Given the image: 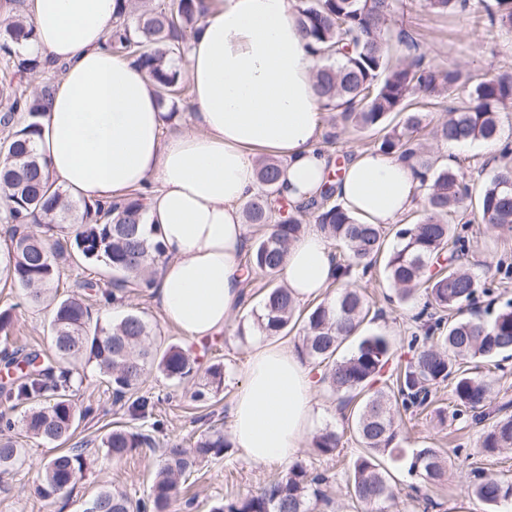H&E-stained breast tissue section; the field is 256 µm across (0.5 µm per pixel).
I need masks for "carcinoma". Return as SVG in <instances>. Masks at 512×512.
Here are the masks:
<instances>
[{"instance_id":"cac0c4a2","label":"carcinoma","mask_w":512,"mask_h":512,"mask_svg":"<svg viewBox=\"0 0 512 512\" xmlns=\"http://www.w3.org/2000/svg\"><path fill=\"white\" fill-rule=\"evenodd\" d=\"M134 0L121 5L112 36L118 52L134 57L155 81L162 104L170 111L189 98L190 87L182 79L177 62L185 54L181 33L192 31L205 15L203 0H167L158 10L135 13ZM399 0H297L295 10L303 36L315 47L319 64L315 89L323 108L333 113L335 125L354 132L375 134L376 150L408 161L425 190L422 216L414 224L395 231L396 246L383 253L387 228L362 224L337 201L333 185L326 183L305 204L286 209L278 181L282 164L263 161L258 168L259 190L243 207L245 223L260 234L250 245L245 263L248 276L267 278L256 324L266 336L286 335L297 305L287 287L275 284L288 246L313 223L330 243L341 248L338 267L346 280L332 285L333 295L318 303L305 317L298 350L324 366L319 382L339 395L341 410L350 411L361 450L353 459L346 480L347 493L364 512H385L384 504L397 497L380 458L403 457L398 447L399 409H425L432 391L452 386L455 413L471 414L476 423L487 422L480 437L481 454L494 456L512 448V415L488 417L493 379L473 375L462 368L468 360L492 361L512 352V303L490 319L464 311L475 298L478 277L455 266L462 250L461 238L451 221L472 199V188L451 166L438 167L423 143L425 115L417 109V97L430 101L448 98L459 81L455 67L426 61L419 38L407 28H395ZM438 14L468 10L474 19L512 30V0H427ZM35 37V25L27 18L0 24V99L3 124L8 134L0 142V223L12 229L11 245L0 259V273L40 302L59 279L61 260L74 257L94 261L112 272V290L105 299L132 288L144 292L155 283L164 249L147 224L143 194L134 192L101 206L94 214L79 212L59 187L52 188L46 160L36 149L42 102L29 93L20 79L37 73L42 62L25 56L16 45ZM512 106V73L482 79L471 86L469 101L448 107L447 118L432 129V136L446 143L491 142L500 134V113ZM403 115L401 123H387L389 115ZM500 164L478 197L481 220L494 228L512 230V145L500 150ZM81 223H76L78 214ZM61 233L73 235V252L45 242L22 227L34 220ZM382 263L385 278L402 302L423 291L428 320L423 336H414L412 358L395 375L384 377L393 358L394 343L383 333L361 335L359 329L370 313L360 290L348 278L362 270L367 274ZM358 337L355 349L337 356L341 345ZM52 353L44 358L33 350L21 356L4 353V368H15L14 377L0 385V399L11 408L34 398L40 406L24 413L25 432L36 439L66 444L76 431L79 412L68 391L72 372L65 365L84 362L98 368L120 402L133 394L151 371L182 383L196 377L199 368L187 350L157 339L155 328L137 312L117 321L92 315L81 294L56 300L50 322ZM208 382L193 394L207 401L222 391L223 369H205ZM152 430L113 429L97 447L104 457L121 461L137 449L158 451ZM12 422L0 429V472L23 464L24 449L8 434ZM84 442L65 448L47 461L34 486V494L49 504L73 489L85 474ZM340 438L324 430L312 447L322 456L340 452ZM229 443L224 430L211 426L192 447L172 444L163 448L147 499L132 500L119 490L102 488L85 502L83 512H171L181 500L183 486L200 464L224 456ZM473 480L468 493L488 512L512 505V480L490 475L469 463ZM409 470L427 481L441 484L447 471L437 449H417ZM324 474L295 463L249 497L221 501L210 512H314L326 501Z\"/></svg>"}]
</instances>
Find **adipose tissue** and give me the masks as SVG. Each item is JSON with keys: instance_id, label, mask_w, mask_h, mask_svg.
Returning <instances> with one entry per match:
<instances>
[{"instance_id": "obj_1", "label": "adipose tissue", "mask_w": 512, "mask_h": 512, "mask_svg": "<svg viewBox=\"0 0 512 512\" xmlns=\"http://www.w3.org/2000/svg\"><path fill=\"white\" fill-rule=\"evenodd\" d=\"M296 0H212L188 40L187 126L169 125L154 80L107 46L115 0H27L36 37L23 53L63 72L43 94L36 145L53 181L94 206L144 191L164 247L153 292L163 318L200 339L223 331L243 299L247 248L241 206L256 194L257 158L283 162L282 196L301 202L330 171L318 143L317 60L302 35ZM422 189L408 166L360 151L336 181L349 214L390 226ZM340 275L315 228L295 240L281 277L294 299L318 297ZM316 381L302 356L254 348L230 407L241 454L261 466L300 451L314 416Z\"/></svg>"}]
</instances>
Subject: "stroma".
Masks as SVG:
<instances>
[{"mask_svg": "<svg viewBox=\"0 0 512 512\" xmlns=\"http://www.w3.org/2000/svg\"><path fill=\"white\" fill-rule=\"evenodd\" d=\"M398 19L419 33L422 51L433 64L457 65L463 76L475 81L512 72V31L475 23L473 17L466 13H433L424 0H409ZM429 150L437 160L453 157L460 174L476 191L492 175L499 155L498 150L486 142L467 143L450 154L444 142L434 140L430 142ZM468 211L472 219L463 227L466 243L464 264L472 268L481 282L493 284L492 292L477 295L471 310L488 318L512 301V232L484 224L475 216L476 205H469ZM109 279L102 266L66 262L61 268L56 294L62 297L74 292L75 284L80 280L95 282L101 296L96 299L94 310L101 318L129 311L142 313L156 325L162 340L189 349L200 367L223 363V389L215 398L197 402L191 397L198 386L197 381L177 384L158 373H150L140 388L141 395L160 394L164 400L157 405L152 416L138 418L131 416L124 404L114 403L111 389L95 366L76 367L69 390L82 413L74 435L75 442L96 441L116 426L148 429L157 420L161 423L158 434L161 442L188 444L212 425L229 426L230 406L244 379L246 363L256 341L255 336L249 335L248 328L254 321V312L265 291V277L255 276L253 282L245 286L241 307L226 323L222 333L201 340L189 338L180 328L165 321L151 293L127 294L117 305L105 301L103 293L110 288ZM357 283L363 288L371 306L365 331H381L391 336L396 344L395 362H406L411 356L408 342L420 331L418 314L423 307V296H415L405 303L393 300V288L378 275L358 277ZM4 309L12 311L13 322L8 329V341L0 340V350L7 346L30 350L47 347L51 306L44 302H30L20 288L0 277V310ZM435 399L438 406L448 413L445 422H438L429 411L404 416L397 442L409 453L424 446L442 449L448 480L445 484L433 485L410 474L407 463L391 465L392 481L400 493L394 502L387 504L385 512L483 510L481 503L468 496L466 488L470 474L455 454L459 448L477 454L482 428L472 423L470 415H454L450 387H438ZM314 402L315 432L330 429L341 438V452L336 457L318 455L308 442L295 457L296 462L323 472L329 478L325 488L329 501L319 504L316 512H361L360 506L346 493L348 467L360 448L357 437L338 407L336 394L327 386L318 385ZM1 412L8 413L14 423L13 433L25 450V462L16 470L0 474V512H82L85 501L103 486L124 491L134 499L146 497L157 462L135 452L119 462L95 456L84 479L69 496L52 504L41 501L33 492L32 480L36 470L57 453L58 446L27 437L22 426L23 409L11 411L0 404ZM281 472L278 466L265 467L249 462L238 448L232 447L225 451L223 457L201 466L190 491L197 496L198 512H209L217 501L257 494L269 479Z\"/></svg>", "mask_w": 512, "mask_h": 512, "instance_id": "1", "label": "stroma"}]
</instances>
